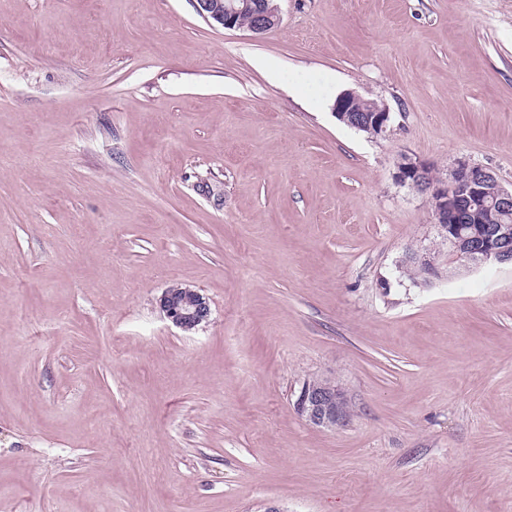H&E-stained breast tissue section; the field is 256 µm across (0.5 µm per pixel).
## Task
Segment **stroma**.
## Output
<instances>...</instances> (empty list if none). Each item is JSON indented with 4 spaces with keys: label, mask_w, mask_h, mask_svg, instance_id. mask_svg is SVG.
I'll list each match as a JSON object with an SVG mask.
<instances>
[{
    "label": "stroma",
    "mask_w": 512,
    "mask_h": 512,
    "mask_svg": "<svg viewBox=\"0 0 512 512\" xmlns=\"http://www.w3.org/2000/svg\"><path fill=\"white\" fill-rule=\"evenodd\" d=\"M275 2L0 0V512H512V268L402 276L448 246L394 177L512 187V0ZM197 12L209 22L221 25L225 29H245L254 35H263L277 27L281 17L273 0H194ZM252 18V23L247 25ZM241 24L239 22V18ZM374 106H380L379 101L367 98ZM364 96L356 91L340 94L333 110L336 118L343 124L359 131H366L371 136H385L390 129V112L385 105L371 110H358L355 105L363 102ZM179 292V288H167L160 296L159 305L168 321L182 332H193L208 323L211 317L208 299L196 290H191L190 298ZM294 406L311 425L334 428L344 426L350 417L344 392L330 381H307L301 386Z\"/></svg>",
    "instance_id": "35a3bbf8"
}]
</instances>
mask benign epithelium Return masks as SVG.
Listing matches in <instances>:
<instances>
[{"mask_svg": "<svg viewBox=\"0 0 512 512\" xmlns=\"http://www.w3.org/2000/svg\"><path fill=\"white\" fill-rule=\"evenodd\" d=\"M197 12L209 22L225 29H240V16L248 14L252 23L245 27L254 35H263L277 27L281 17L271 0H195ZM364 96L356 91L340 94L334 104L336 118L343 124L365 131L371 136H384L390 129L389 109L382 105L359 110L356 105ZM396 179L404 186L429 198L434 224L439 234L453 248L459 265L477 269L487 265L512 266V224L485 225L484 213L512 212V188L504 187L487 167L459 161L448 171V177L432 174L431 167L410 156H403L397 165ZM426 269L428 283L442 277L428 253L413 250L407 254ZM159 305L168 321L183 332H193L209 322L208 299L192 291L189 298L178 288L165 289ZM294 406L311 425L336 428L350 417L344 392L330 381H307L301 386Z\"/></svg>", "mask_w": 512, "mask_h": 512, "instance_id": "obj_1", "label": "benign epithelium"}]
</instances>
